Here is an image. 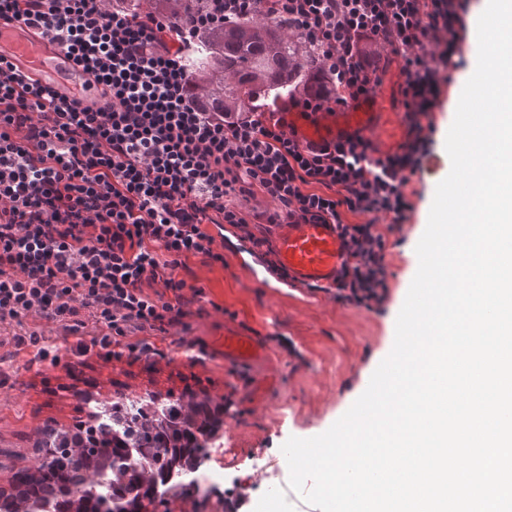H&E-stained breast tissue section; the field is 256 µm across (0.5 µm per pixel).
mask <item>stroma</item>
I'll list each match as a JSON object with an SVG mask.
<instances>
[{
    "label": "stroma",
    "instance_id": "obj_1",
    "mask_svg": "<svg viewBox=\"0 0 512 512\" xmlns=\"http://www.w3.org/2000/svg\"><path fill=\"white\" fill-rule=\"evenodd\" d=\"M486 0H473L465 18L458 52L439 104L427 118L434 128L432 156L409 184L411 209L399 229H378L387 239L388 291L377 310L337 302L317 288H268L244 269L232 252L224 265L208 266L193 258L178 275L199 294L187 315L167 333L146 330L141 340L154 352L123 351L106 358L104 349L77 354L81 335L62 324L30 317L23 326H0V479L37 461L35 443L43 428L71 426L90 409L105 408L124 396L149 392L231 395L211 465L229 479L221 495L186 502L182 512H255L254 505L276 491L275 512H316L288 486L289 469L281 451L290 437L310 438L329 429L365 391L379 363L390 353L396 317L418 268L415 247L428 220L437 184L450 171L447 132L476 60V24ZM234 320L262 336L271 350L263 376L225 366L202 348ZM37 333L38 344L14 347L18 331ZM48 357H40V348Z\"/></svg>",
    "mask_w": 512,
    "mask_h": 512
}]
</instances>
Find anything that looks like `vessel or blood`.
Returning a JSON list of instances; mask_svg holds the SVG:
<instances>
[{
  "mask_svg": "<svg viewBox=\"0 0 512 512\" xmlns=\"http://www.w3.org/2000/svg\"><path fill=\"white\" fill-rule=\"evenodd\" d=\"M0 60L50 88L58 98L81 97L93 107L104 106L106 97L73 59L57 45L20 23L0 26ZM301 141L320 143L360 132L373 138L378 147L393 143L400 117L384 111L379 94L369 99L349 101L336 112L307 118L299 112L287 113ZM279 265L290 275V283L300 287H323L334 283L344 259L339 231L332 224H275L270 231ZM225 362L253 371L269 359L264 341L238 322L225 320L224 339L218 345Z\"/></svg>",
  "mask_w": 512,
  "mask_h": 512,
  "instance_id": "obj_1",
  "label": "vessel or blood"
}]
</instances>
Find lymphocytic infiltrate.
Here are the masks:
<instances>
[{
  "mask_svg": "<svg viewBox=\"0 0 512 512\" xmlns=\"http://www.w3.org/2000/svg\"><path fill=\"white\" fill-rule=\"evenodd\" d=\"M470 0H204L190 26L132 16L110 0H0V22H19L63 45L109 98L107 109L61 100L0 63V325L37 315L79 332L78 343L180 323L188 299L179 278L190 258L223 263L211 226L231 225L255 249L267 236L251 223L333 224L346 259L338 302L368 311L387 293V241L377 225L399 226L411 204V175L432 145L422 123L458 49ZM281 19L320 52L330 88L290 97L314 115L367 96L391 63L404 81L406 132L374 156L369 138L302 143L273 112L202 111L185 64L188 46L234 19ZM375 44L369 56L363 43ZM262 194L271 209L250 215L236 200ZM363 216L360 224L346 214Z\"/></svg>",
  "mask_w": 512,
  "mask_h": 512,
  "instance_id": "lymphocytic-infiltrate-1",
  "label": "lymphocytic infiltrate"
}]
</instances>
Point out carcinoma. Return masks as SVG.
<instances>
[{
  "instance_id": "carcinoma-1",
  "label": "carcinoma",
  "mask_w": 512,
  "mask_h": 512,
  "mask_svg": "<svg viewBox=\"0 0 512 512\" xmlns=\"http://www.w3.org/2000/svg\"><path fill=\"white\" fill-rule=\"evenodd\" d=\"M201 0H149L150 11L186 26ZM275 19L236 20L207 31L188 55L205 112L268 111L279 95L323 85L313 54ZM224 403L209 395L149 393L112 401L101 423L51 429L52 455L17 471L0 512H171L172 498L201 490L208 444L224 426Z\"/></svg>"
}]
</instances>
